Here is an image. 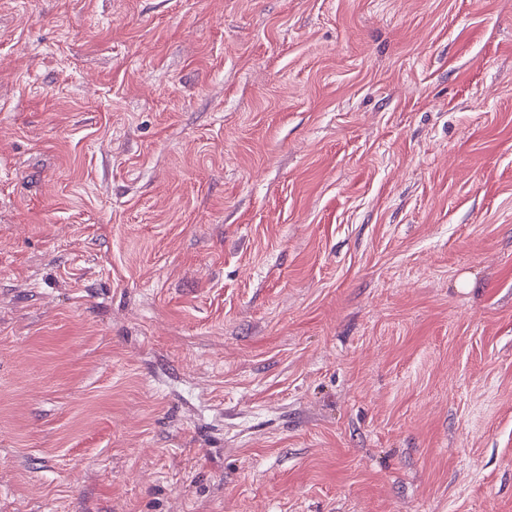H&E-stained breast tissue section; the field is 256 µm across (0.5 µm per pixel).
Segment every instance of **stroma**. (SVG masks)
<instances>
[{"label":"stroma","mask_w":512,"mask_h":512,"mask_svg":"<svg viewBox=\"0 0 512 512\" xmlns=\"http://www.w3.org/2000/svg\"><path fill=\"white\" fill-rule=\"evenodd\" d=\"M0 512H512V0H0Z\"/></svg>","instance_id":"35a3bbf8"}]
</instances>
